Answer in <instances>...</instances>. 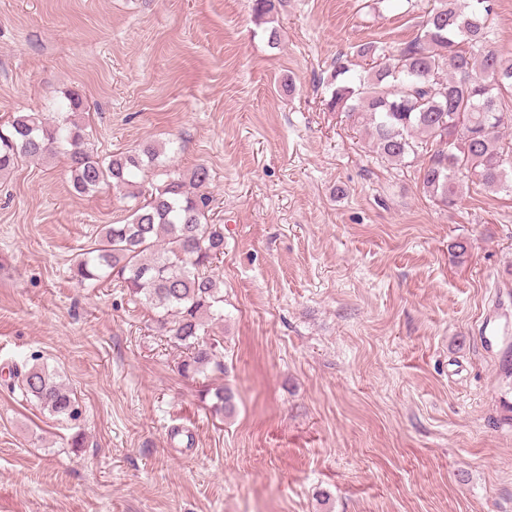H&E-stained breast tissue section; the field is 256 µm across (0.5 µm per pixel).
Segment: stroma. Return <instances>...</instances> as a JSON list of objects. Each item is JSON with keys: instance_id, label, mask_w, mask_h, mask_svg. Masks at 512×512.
<instances>
[{"instance_id": "35a3bbf8", "label": "stroma", "mask_w": 512, "mask_h": 512, "mask_svg": "<svg viewBox=\"0 0 512 512\" xmlns=\"http://www.w3.org/2000/svg\"><path fill=\"white\" fill-rule=\"evenodd\" d=\"M427 5L283 0L273 46L251 0H0V124L79 94L99 154L206 166L224 227V370L186 378L155 311L71 271L129 200L73 193L59 155L0 176V368L38 358L80 411L0 382V512H512L477 334L496 293L512 311V194L443 206L325 106L338 55L401 47Z\"/></svg>"}]
</instances>
